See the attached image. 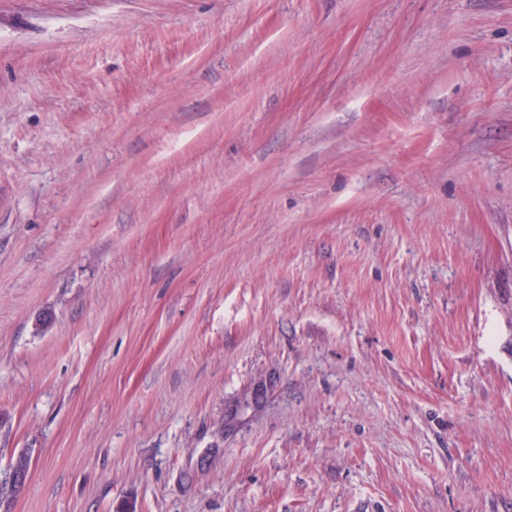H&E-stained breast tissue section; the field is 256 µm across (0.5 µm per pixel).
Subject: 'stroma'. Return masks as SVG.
Instances as JSON below:
<instances>
[{
    "instance_id": "35a3bbf8",
    "label": "stroma",
    "mask_w": 512,
    "mask_h": 512,
    "mask_svg": "<svg viewBox=\"0 0 512 512\" xmlns=\"http://www.w3.org/2000/svg\"><path fill=\"white\" fill-rule=\"evenodd\" d=\"M22 453L0 512H512V0H0Z\"/></svg>"
}]
</instances>
